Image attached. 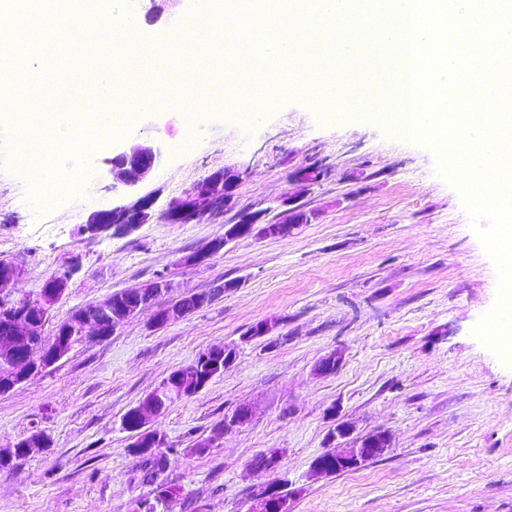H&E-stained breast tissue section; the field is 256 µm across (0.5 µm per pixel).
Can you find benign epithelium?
<instances>
[{"label":"benign epithelium","instance_id":"1","mask_svg":"<svg viewBox=\"0 0 512 512\" xmlns=\"http://www.w3.org/2000/svg\"><path fill=\"white\" fill-rule=\"evenodd\" d=\"M162 155V147L157 143H142L137 147L126 150L124 148L112 149V157L107 159L109 174L112 178V188L120 190L115 204L109 208L93 212L84 227L90 234L97 235L104 229L110 228L121 233L130 234L141 225L149 224L154 219L152 211L151 193L142 192L144 185L150 180L152 172ZM239 174L232 167H226L213 173V176L198 183L184 198L174 203L169 211V219L179 224L196 222L204 213L216 216L224 211V207L233 201V192L237 186ZM258 223L255 217L245 214L240 219L244 234L259 237H284L288 235V220L274 225H268L258 230L254 224ZM23 276L21 266L9 262L0 264V306L5 309L16 307L19 298L14 294V284ZM69 279L56 278L50 289L37 300V309L41 318L32 319L26 316V311L9 313L11 319L7 334L0 344V353L12 356L9 370L17 377H30L36 372V356L25 350L20 357L14 355V345L21 343L30 336H41L50 319L52 307L64 295L68 288ZM165 287V281L156 280L145 287L133 291L136 304L126 307L108 298L94 304L82 311L70 328L71 335L81 339L87 338V328H92L94 335L104 336L111 330H117L124 320L136 316L139 311L149 307L155 296ZM188 315L187 309L176 304L162 315L155 314L157 324H170L177 322ZM253 418V408L245 406L234 416L224 421L217 434L239 429L247 425ZM360 448L345 443L334 449L331 459L343 464L354 465L359 462ZM270 494V485L258 488L251 498L248 512H264L267 508V498Z\"/></svg>","mask_w":512,"mask_h":512}]
</instances>
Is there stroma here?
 <instances>
[{
	"instance_id": "obj_1",
	"label": "stroma",
	"mask_w": 512,
	"mask_h": 512,
	"mask_svg": "<svg viewBox=\"0 0 512 512\" xmlns=\"http://www.w3.org/2000/svg\"><path fill=\"white\" fill-rule=\"evenodd\" d=\"M199 6L130 0L139 41L166 40ZM254 105L247 125L223 120L219 104L192 120L171 103L136 114L116 145L88 156L83 192L47 207L7 136L19 116L0 103V260L23 267L20 296L72 271L45 336L76 308L160 276L170 284L112 336L88 337L0 393V451L33 430L47 437L0 470V512H131L160 484L178 491L170 512H246L254 487L280 480L294 491L290 512H512V368L472 333L495 304L498 273L434 151L382 120L315 108L299 91ZM150 140L163 144L149 184L156 214L227 166L240 173L232 207L216 220L85 233L90 214L116 198L103 175L113 147ZM310 164L326 175L306 186L294 173ZM286 199L309 216L288 237L237 240L189 262L241 214L279 221ZM227 280L237 288L154 324L157 309ZM265 320L276 324L270 335L243 342ZM224 345L237 346L235 364L149 421L166 446L145 480L122 418L173 371ZM331 353L341 357L336 371L318 373ZM242 404L254 407L252 421L215 436ZM341 422L357 438L387 432L388 452L356 471L310 476ZM207 438L212 448L191 453ZM259 455L275 457V468H255Z\"/></svg>"
}]
</instances>
